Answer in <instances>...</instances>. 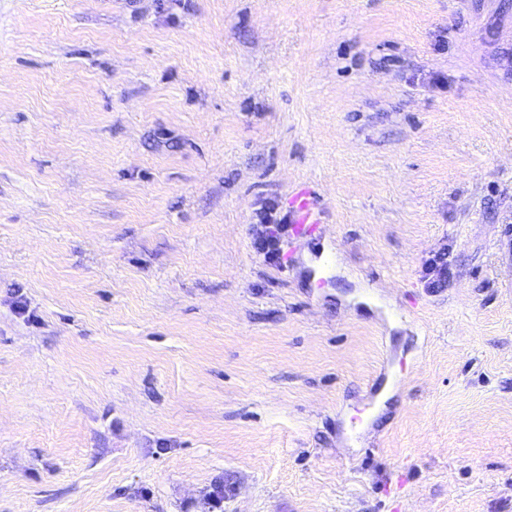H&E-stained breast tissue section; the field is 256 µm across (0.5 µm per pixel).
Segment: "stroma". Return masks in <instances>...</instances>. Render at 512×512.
I'll return each instance as SVG.
<instances>
[{"mask_svg": "<svg viewBox=\"0 0 512 512\" xmlns=\"http://www.w3.org/2000/svg\"><path fill=\"white\" fill-rule=\"evenodd\" d=\"M0 512H512V0H0ZM292 209L294 213V223L296 228L300 229L304 224H319L320 211L317 207L315 196L308 189H302L292 197ZM261 224L272 225L275 229L269 233L262 234L256 241V248L269 260L277 258L280 251V233L284 232L288 226L286 216L278 217L277 209L274 205L264 208L260 214Z\"/></svg>", "mask_w": 512, "mask_h": 512, "instance_id": "obj_1", "label": "stroma"}]
</instances>
